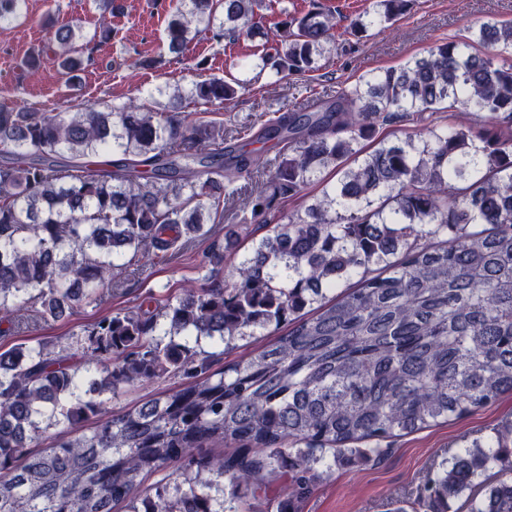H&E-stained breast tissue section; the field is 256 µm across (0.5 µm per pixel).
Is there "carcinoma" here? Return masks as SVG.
I'll return each mask as SVG.
<instances>
[{
    "mask_svg": "<svg viewBox=\"0 0 512 512\" xmlns=\"http://www.w3.org/2000/svg\"><path fill=\"white\" fill-rule=\"evenodd\" d=\"M26 0H0V26ZM92 40L112 38L115 0H98ZM262 0H181L166 29L180 53L201 31L255 43L258 75L278 80L318 69L334 38L335 15L318 3L276 23L268 44ZM411 0H374L373 15L350 23L357 38L398 21ZM55 58L81 69V27L54 33ZM477 41L445 42L403 66L363 77L258 129L278 139L275 161L224 145V123L183 111L184 102L222 108L243 84L200 77L151 108L129 103L73 112L0 108V326L21 312L45 320L102 299L131 268L169 261L208 239L197 286L164 302L148 291L139 305L95 322L75 351L47 343L0 353V512H215L213 476L230 499L267 498L295 512L318 457L342 460L371 444L471 415L512 392V23L487 22ZM459 107L498 125H452L381 144L303 210L271 223L278 202L295 197L355 145L413 112ZM121 155L112 164L98 158ZM250 168L267 174L249 198L263 235L232 272L239 246L212 225ZM381 202L372 207L371 197ZM443 236L434 246L431 239ZM354 287L328 296L341 281ZM287 331L247 359L215 367L213 353L186 339L219 337L230 348L259 329ZM92 374L80 389V368ZM180 374L182 388L123 413L102 397ZM96 418L87 433L47 430ZM231 448L211 455L205 448ZM512 424L452 458L428 481L429 512H512ZM293 453L286 454L284 449ZM180 462L174 477L142 492L147 477ZM291 472L287 497H268L267 478Z\"/></svg>",
    "mask_w": 512,
    "mask_h": 512,
    "instance_id": "cac0c4a2",
    "label": "carcinoma"
}]
</instances>
